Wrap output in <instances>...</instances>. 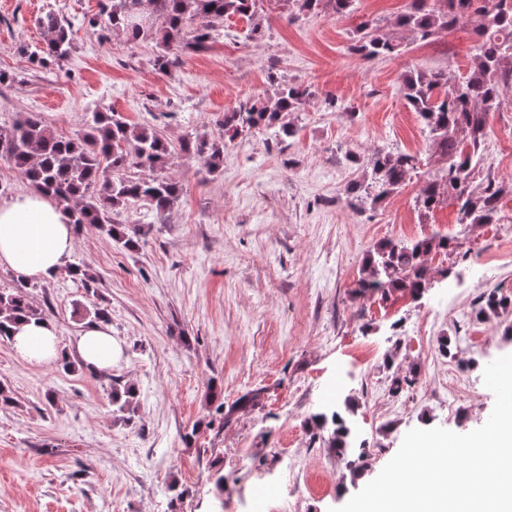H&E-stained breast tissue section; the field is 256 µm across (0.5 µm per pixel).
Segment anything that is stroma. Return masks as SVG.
<instances>
[{"label": "stroma", "mask_w": 512, "mask_h": 512, "mask_svg": "<svg viewBox=\"0 0 512 512\" xmlns=\"http://www.w3.org/2000/svg\"><path fill=\"white\" fill-rule=\"evenodd\" d=\"M102 6L0 0V130L38 112L74 138L89 113L115 112L176 144L216 136L224 112L246 96H270V74L312 84L316 97L295 138L263 132L228 143L220 174L205 176L203 158L174 153L167 173L183 191L165 222L139 205L121 215L138 229V248L88 225L77 231L69 262L96 278L95 301L108 309L123 355L107 376L68 372L28 364L0 340V386L13 397L0 405V512H245L262 478L275 484L273 512H328L379 474L409 430L482 426L494 406L483 370L512 354V307L480 319L476 298L486 289L512 296V195L496 224L459 223L452 204L422 223L416 199L437 153L402 93L412 68L465 74L473 23L367 62L349 50L358 17L291 22L280 0H267L261 37L247 39L246 19H224L207 48L185 50L163 71L154 37L132 44L112 29L77 25L67 61L33 60L44 41L39 15L76 23ZM378 148L422 165L382 204L362 206L346 194L361 178L346 154ZM483 155L484 174L512 182V93L488 116ZM434 233L458 247L431 256L421 296L355 298L377 243ZM31 296L78 360L76 338L87 326L73 314L81 289L59 276ZM428 320L432 333L421 335ZM442 336L453 356L439 353ZM396 372L416 373L417 383L394 396ZM114 378L135 386L134 415L113 406ZM253 392L256 403H244ZM348 400L354 446L342 456L305 423ZM362 450L366 468L350 471L347 458Z\"/></svg>", "instance_id": "35a3bbf8"}]
</instances>
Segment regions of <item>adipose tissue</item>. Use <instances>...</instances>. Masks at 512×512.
<instances>
[{"instance_id":"1","label":"adipose tissue","mask_w":512,"mask_h":512,"mask_svg":"<svg viewBox=\"0 0 512 512\" xmlns=\"http://www.w3.org/2000/svg\"><path fill=\"white\" fill-rule=\"evenodd\" d=\"M75 243L68 214L50 197L29 189L0 201V266L19 279L35 282L66 274ZM12 342L31 364H46L58 356L57 328L49 319L18 321ZM76 347L85 366L97 373L111 371L122 355L120 343L103 323L81 331Z\"/></svg>"}]
</instances>
